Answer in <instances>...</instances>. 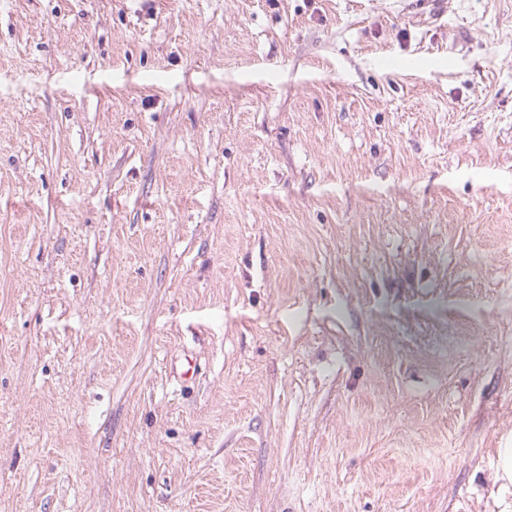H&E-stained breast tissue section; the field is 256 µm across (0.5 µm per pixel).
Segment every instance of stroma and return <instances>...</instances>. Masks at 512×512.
Here are the masks:
<instances>
[{
    "label": "stroma",
    "instance_id": "obj_1",
    "mask_svg": "<svg viewBox=\"0 0 512 512\" xmlns=\"http://www.w3.org/2000/svg\"><path fill=\"white\" fill-rule=\"evenodd\" d=\"M512 0H0V512H503Z\"/></svg>",
    "mask_w": 512,
    "mask_h": 512
}]
</instances>
